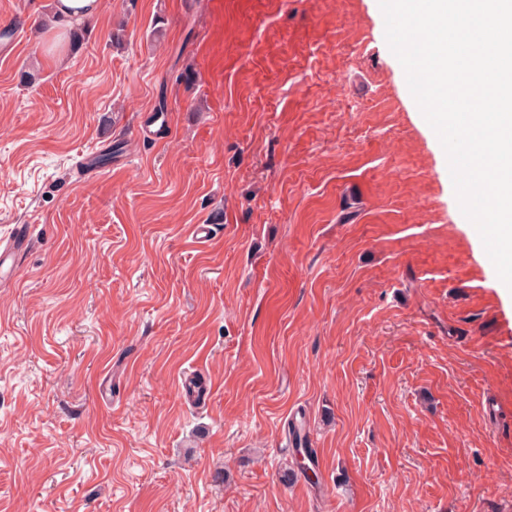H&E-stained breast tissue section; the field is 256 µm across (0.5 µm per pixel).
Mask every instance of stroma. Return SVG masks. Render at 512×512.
Wrapping results in <instances>:
<instances>
[{
  "label": "stroma",
  "instance_id": "obj_1",
  "mask_svg": "<svg viewBox=\"0 0 512 512\" xmlns=\"http://www.w3.org/2000/svg\"><path fill=\"white\" fill-rule=\"evenodd\" d=\"M52 2L0 0V512H512V293L378 0ZM30 243V225L17 224L9 240L0 246V277L4 267L11 272L19 266L21 255L29 248Z\"/></svg>",
  "mask_w": 512,
  "mask_h": 512
}]
</instances>
